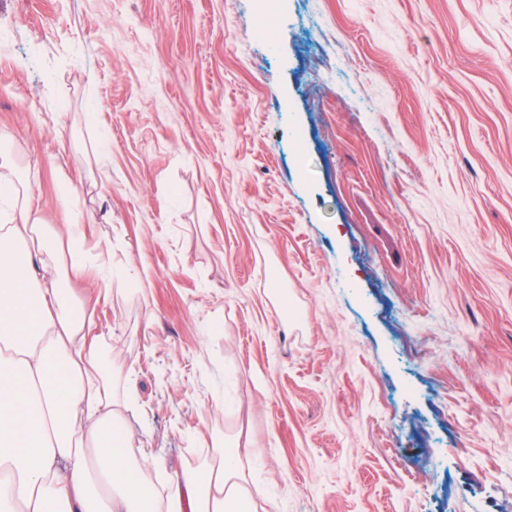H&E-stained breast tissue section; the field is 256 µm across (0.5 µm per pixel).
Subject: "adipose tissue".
Listing matches in <instances>:
<instances>
[{
	"label": "adipose tissue",
	"instance_id": "1",
	"mask_svg": "<svg viewBox=\"0 0 512 512\" xmlns=\"http://www.w3.org/2000/svg\"><path fill=\"white\" fill-rule=\"evenodd\" d=\"M0 174V512H254L242 450L214 443L217 465L184 471L165 502L131 460L112 382L84 356V319L55 275L57 243ZM97 467H90L89 457Z\"/></svg>",
	"mask_w": 512,
	"mask_h": 512
}]
</instances>
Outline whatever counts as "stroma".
I'll list each match as a JSON object with an SVG mask.
<instances>
[{
  "instance_id": "obj_1",
  "label": "stroma",
  "mask_w": 512,
  "mask_h": 512,
  "mask_svg": "<svg viewBox=\"0 0 512 512\" xmlns=\"http://www.w3.org/2000/svg\"><path fill=\"white\" fill-rule=\"evenodd\" d=\"M0 134L159 495L512 512V0H0ZM76 224H68L66 228L67 247L70 257V270L73 272L80 271L85 267V252L83 250V240L75 231Z\"/></svg>"
}]
</instances>
